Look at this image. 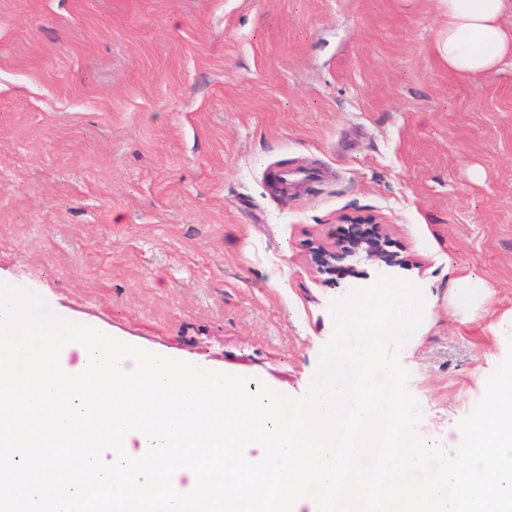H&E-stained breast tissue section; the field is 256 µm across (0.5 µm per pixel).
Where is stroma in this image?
<instances>
[{"label": "stroma", "instance_id": "35a3bbf8", "mask_svg": "<svg viewBox=\"0 0 512 512\" xmlns=\"http://www.w3.org/2000/svg\"><path fill=\"white\" fill-rule=\"evenodd\" d=\"M436 0H0V275L65 318L293 398L337 297L433 289L402 359L458 431L512 315V68L461 78ZM319 180L287 193L282 170ZM373 215L407 267L306 246ZM485 306L455 314L458 280ZM488 294L487 285L480 280L463 279L458 288H451L448 301L457 311L472 309L484 302Z\"/></svg>", "mask_w": 512, "mask_h": 512}]
</instances>
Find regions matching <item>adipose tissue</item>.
<instances>
[{
  "instance_id": "1",
  "label": "adipose tissue",
  "mask_w": 512,
  "mask_h": 512,
  "mask_svg": "<svg viewBox=\"0 0 512 512\" xmlns=\"http://www.w3.org/2000/svg\"><path fill=\"white\" fill-rule=\"evenodd\" d=\"M446 18L437 50L449 72L475 77L512 66V0H438Z\"/></svg>"
}]
</instances>
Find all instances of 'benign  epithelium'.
I'll return each mask as SVG.
<instances>
[{"instance_id":"benign-epithelium-1","label":"benign epithelium","mask_w":512,"mask_h":512,"mask_svg":"<svg viewBox=\"0 0 512 512\" xmlns=\"http://www.w3.org/2000/svg\"><path fill=\"white\" fill-rule=\"evenodd\" d=\"M348 224L343 233V244L320 243L309 247L311 261L320 274L336 273V263L348 258L359 257L366 260H380L388 265H407L405 259H390L386 247L387 234L371 216H351L344 218Z\"/></svg>"}]
</instances>
